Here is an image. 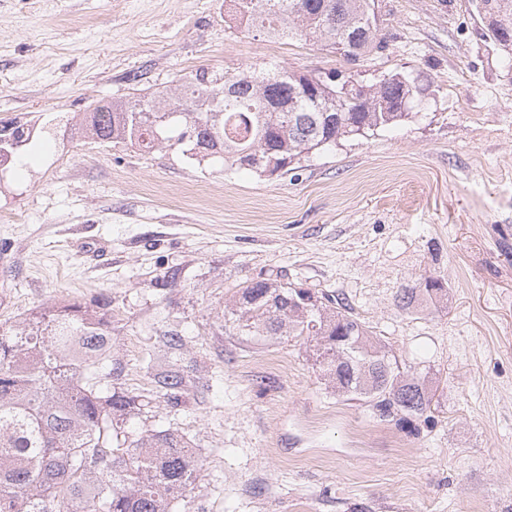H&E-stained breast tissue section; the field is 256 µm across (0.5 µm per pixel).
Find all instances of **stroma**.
<instances>
[{"label":"stroma","instance_id":"35a3bbf8","mask_svg":"<svg viewBox=\"0 0 512 512\" xmlns=\"http://www.w3.org/2000/svg\"><path fill=\"white\" fill-rule=\"evenodd\" d=\"M381 34L358 78L416 76L409 116L280 176L77 127L200 68L348 71L331 48L254 36L224 0H0V117L36 148L0 164V323L107 302L99 380L150 398L137 430H177L204 462L175 512H512V58L471 0H382ZM263 278L348 304L425 377L419 435L328 387L303 340L226 327ZM424 278L443 291L402 310Z\"/></svg>","mask_w":512,"mask_h":512}]
</instances>
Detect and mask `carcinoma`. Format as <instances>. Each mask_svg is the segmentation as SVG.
Returning a JSON list of instances; mask_svg holds the SVG:
<instances>
[{"label": "carcinoma", "instance_id": "obj_1", "mask_svg": "<svg viewBox=\"0 0 512 512\" xmlns=\"http://www.w3.org/2000/svg\"><path fill=\"white\" fill-rule=\"evenodd\" d=\"M377 0H229L246 29L270 39L324 42L347 62L383 48ZM496 15L494 42L512 44V0H484ZM369 93L303 74L249 68L226 78L205 69L177 80L174 93L97 105L85 133L104 143L186 148L199 163L214 158L256 173L291 171L313 151L390 127L419 96L415 78L389 73ZM24 125L0 118V153L30 144ZM443 288L426 279L404 290L403 308ZM107 303L79 300L37 312L22 328L0 325V512H174L169 490L189 489L203 461L171 429L142 433L122 424L149 402L102 387L97 365L112 354ZM240 336L304 337L315 365L340 392L361 399L381 421L411 434L431 409L425 379L403 370L351 309L328 295L277 279L245 281L228 311ZM341 341L348 362L323 358ZM372 368L362 381L358 363Z\"/></svg>", "mask_w": 512, "mask_h": 512}]
</instances>
